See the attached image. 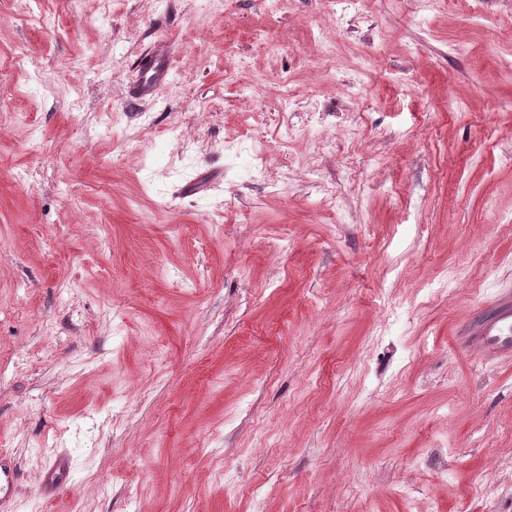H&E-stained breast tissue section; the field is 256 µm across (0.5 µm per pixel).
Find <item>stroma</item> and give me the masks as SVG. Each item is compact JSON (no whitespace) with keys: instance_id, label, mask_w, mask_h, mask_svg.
<instances>
[{"instance_id":"obj_1","label":"stroma","mask_w":512,"mask_h":512,"mask_svg":"<svg viewBox=\"0 0 512 512\" xmlns=\"http://www.w3.org/2000/svg\"><path fill=\"white\" fill-rule=\"evenodd\" d=\"M505 296L512 0H0L14 512H512ZM170 47L160 44L143 63L144 76L137 85L141 96H148L164 81L169 71ZM457 345L487 359L512 358V300H498L492 313L476 322ZM70 471V459L67 454H58L47 464L40 475L39 492L45 498L56 496L66 485Z\"/></svg>"}]
</instances>
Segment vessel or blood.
I'll use <instances>...</instances> for the list:
<instances>
[{
    "label": "vessel or blood",
    "instance_id": "obj_1",
    "mask_svg": "<svg viewBox=\"0 0 512 512\" xmlns=\"http://www.w3.org/2000/svg\"><path fill=\"white\" fill-rule=\"evenodd\" d=\"M170 47L157 46L143 64L144 76L137 85L140 95L148 96L164 81L169 71ZM459 347L478 353L487 359L512 358V300H498L485 318L468 329L458 340ZM70 471L67 454H58L40 475L39 492L43 497L56 496L66 485ZM17 473L12 458L0 454V512H5L13 499Z\"/></svg>",
    "mask_w": 512,
    "mask_h": 512
}]
</instances>
